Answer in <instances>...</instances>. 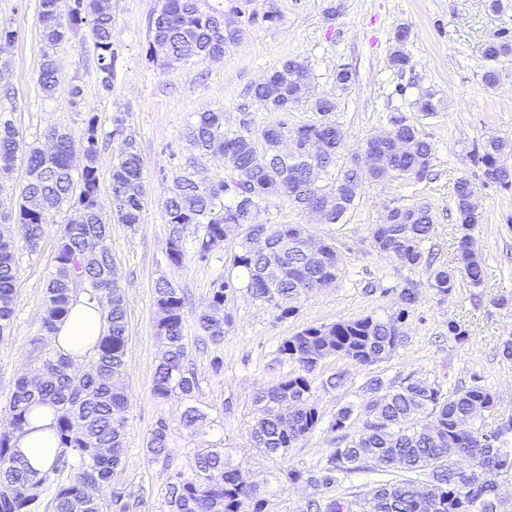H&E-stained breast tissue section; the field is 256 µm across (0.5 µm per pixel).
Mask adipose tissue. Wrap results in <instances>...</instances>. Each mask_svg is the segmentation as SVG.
I'll return each instance as SVG.
<instances>
[{"label":"adipose tissue","mask_w":512,"mask_h":512,"mask_svg":"<svg viewBox=\"0 0 512 512\" xmlns=\"http://www.w3.org/2000/svg\"><path fill=\"white\" fill-rule=\"evenodd\" d=\"M104 309V304L96 301L73 304L68 317L51 336L54 349L71 356L75 367H88L93 346L106 331ZM55 414L52 405L36 407L29 426L14 435V448L39 472L50 469L59 453L53 431Z\"/></svg>","instance_id":"ef3b65f1"}]
</instances>
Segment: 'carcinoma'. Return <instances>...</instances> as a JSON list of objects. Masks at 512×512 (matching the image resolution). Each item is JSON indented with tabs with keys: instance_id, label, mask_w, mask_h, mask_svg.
Wrapping results in <instances>:
<instances>
[{
	"instance_id": "1",
	"label": "carcinoma",
	"mask_w": 512,
	"mask_h": 512,
	"mask_svg": "<svg viewBox=\"0 0 512 512\" xmlns=\"http://www.w3.org/2000/svg\"><path fill=\"white\" fill-rule=\"evenodd\" d=\"M251 0H238L231 11L249 23L274 22V7L263 14L248 9ZM97 0H40L39 21L44 49L38 82L42 92L52 97L61 89L53 50L66 36L81 27L88 28L96 51L100 83L112 86V14L100 13ZM409 31L399 27L394 33L395 47L388 64L404 71L410 57L404 50ZM237 37L224 29V9L206 0H164L161 10L149 22L147 53L154 56L155 44L165 45L167 55L183 64L224 52V46ZM484 60L482 82L493 88L499 82L498 63L512 57V30L504 27L481 50ZM311 84L307 68L288 59L252 88V97L268 112H288L307 103L315 118L290 128L284 122L269 124L260 135L252 130L251 113L243 112L238 129L224 130V113L202 112L190 127L189 136L202 156H224V178L208 187L197 183L186 162L174 173L164 201L170 226L165 255L169 264L180 266L190 257L208 264L213 246L225 242L228 272L212 282L208 304L196 315L200 331L210 342H224L232 317L226 299L240 290L276 311L277 318L288 319L297 312L296 302L315 285L335 278L341 258L331 238L322 239L316 254L299 248L301 236L309 235L302 224H252V213L287 202L306 210L309 200L325 208V224H342L354 209L358 186L364 182L392 179L422 181L430 176L435 158L433 144L422 137L417 127L402 112H392L388 129L372 135L385 158L370 168L354 157L338 165L343 131L332 114L336 101L328 96L305 97L302 88ZM414 107L425 117L445 108L444 99L424 90ZM282 136L293 143L294 154L284 160L275 151L261 164L254 154L265 142ZM46 137L54 150L24 141L13 120L0 113V189L10 177L16 161L26 168V182L16 199L0 209V220L18 226L26 246L35 249L53 214L74 210L85 215L83 224L60 225L55 264L43 298L42 327L51 336L63 322L72 304L83 298L89 302L107 300V332L95 347L92 365L75 376L72 362L62 354L42 350L33 343L31 355L40 363L43 377L39 384L22 375L8 402L11 430L0 433V483L11 487L0 497V512H40L41 495L35 487L53 491L52 512H101L102 504L87 496L85 488L99 483L111 488L107 503L110 512H143L142 496L117 485L112 475L120 468L126 452L123 411L127 394L123 376L127 366V306L115 277L112 253L102 245L109 224L101 212L98 170L104 142L98 116L87 113L80 131L85 164L76 170L70 165L73 133L51 126ZM110 138L119 141L112 156V214L122 224H137L143 209V195L127 193V186L140 183L142 159L124 116H113ZM403 150L394 151L395 143ZM512 151V139L490 138L474 155L483 168L486 183L512 189V178L496 177L503 167L502 157ZM334 174L321 185L314 171ZM452 200L457 224V266H436L427 243L434 235V218L425 203L394 206L379 224L369 230L374 252L409 268L423 266L430 271L429 288L445 298L458 286V273L478 288L484 281V264L475 250L466 248L474 239L483 213L470 180L458 177ZM199 228L192 254H187L186 232ZM258 233L276 246L285 247L284 260L268 265L265 254L250 247L249 236ZM18 273L15 243L0 236V339L13 329L14 294ZM419 290L412 283L398 293V309L385 317L365 316L329 325L308 326L285 339L278 348L279 361H292L299 370L275 386L257 393V416L250 436L255 447L272 457H282L297 447L322 421L312 401L316 366L312 354L339 355L357 364L368 365L389 357L402 343L401 326L418 302ZM155 306L159 313L158 335L166 350L155 370L154 392L160 398L177 394L194 400L199 380L188 365V344L184 336L185 299L178 288L164 281L156 289ZM367 400L360 405L340 408L331 429L340 432L336 448L318 471L288 467L279 470L278 483L330 489L341 486V476L363 469L389 472L399 469L404 475L370 485L353 499L342 495L320 497L307 503V512H501L496 486L485 477L492 470H512V448L505 435L512 432V420L494 428L472 416L475 406L492 412L498 398L475 380L469 386L446 394L436 384L407 377L399 384L384 387L379 379L367 382ZM51 404L56 409L55 434L60 448L55 465L38 473L12 450L13 434L29 425L34 408ZM470 420L469 429L458 425ZM170 428L160 420L146 442L148 452L160 457L169 451ZM460 450L459 458L448 459V442ZM106 448L105 454L97 449ZM192 474L171 473L166 487V512H268L267 500L255 494L230 467L221 448H199L193 457Z\"/></svg>"
}]
</instances>
